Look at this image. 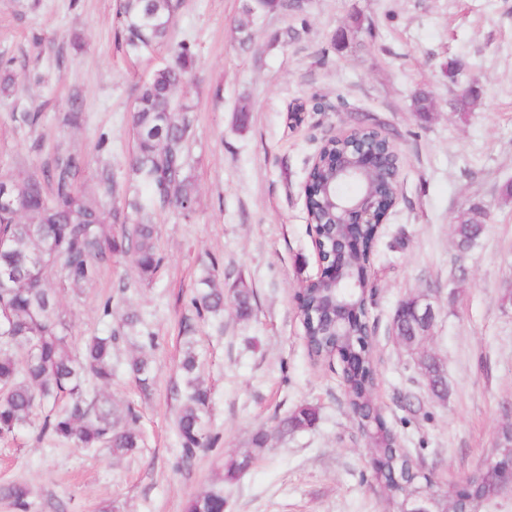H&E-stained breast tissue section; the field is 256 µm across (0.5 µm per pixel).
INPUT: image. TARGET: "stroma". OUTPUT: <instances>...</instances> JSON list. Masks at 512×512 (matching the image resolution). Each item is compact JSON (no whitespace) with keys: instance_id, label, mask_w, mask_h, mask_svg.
<instances>
[{"instance_id":"obj_1","label":"stroma","mask_w":512,"mask_h":512,"mask_svg":"<svg viewBox=\"0 0 512 512\" xmlns=\"http://www.w3.org/2000/svg\"><path fill=\"white\" fill-rule=\"evenodd\" d=\"M302 10L258 13L241 50L244 0H182L172 43L188 42L195 65L181 98L193 107L189 216L157 215L161 265L141 278L116 256L80 292H64L74 343L119 328L136 314L159 339L154 382L141 391L127 372L112 382L118 405L142 413L145 445L117 458L72 443L36 441L35 427L0 441V485L26 484L30 512H185L195 495L224 489V512H386L373 455L348 407L341 358H313L299 313L302 283L320 269L304 186L324 140L361 120L400 149L399 198L376 239L367 271L373 402L401 448L431 475L433 489H461L512 428V0H301ZM117 0H0V64L16 77L0 93V176L40 169L56 154H82L78 186L92 192L109 163L131 195L129 111L139 81L172 60L168 49L126 52ZM476 96L457 109L462 91ZM434 109L419 117L417 91ZM82 102L79 128L59 117ZM304 104V120L288 110ZM248 106L246 128L236 113ZM41 111L36 129L20 113ZM480 215L482 235L466 253L453 244L459 220ZM225 292L249 289L253 311L196 318L190 299L205 265ZM126 300H113L118 282ZM416 296L433 319L421 353L434 355L448 384L430 393L419 366L389 328ZM112 299V316L99 305ZM192 322L211 390V447L179 462L175 386L185 322ZM316 423L282 431L301 405ZM270 434L263 456L234 480L224 463Z\"/></svg>"}]
</instances>
